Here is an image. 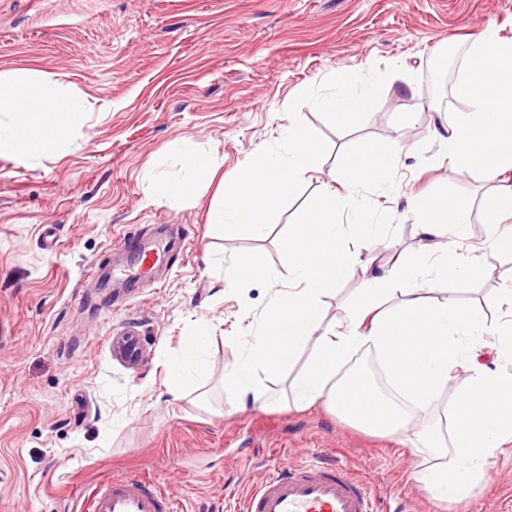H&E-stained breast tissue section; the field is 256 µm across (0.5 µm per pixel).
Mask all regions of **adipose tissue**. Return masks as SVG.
Wrapping results in <instances>:
<instances>
[{
    "mask_svg": "<svg viewBox=\"0 0 512 512\" xmlns=\"http://www.w3.org/2000/svg\"><path fill=\"white\" fill-rule=\"evenodd\" d=\"M452 93L465 112L437 128L449 163L459 172L481 170L499 183L498 201L484 214L493 246L512 241V40L494 28L471 45L466 69ZM88 102L35 70L0 71V155L36 160L58 152L82 125ZM177 175L148 170L150 198L173 204L195 199L221 163L192 139L177 145ZM317 207L291 225L285 249L288 284L276 289L257 326L237 341L240 355L224 369V390L261 409L298 411L321 406L341 422L372 434L399 435L425 454L418 480L442 503L468 501L487 476L489 462L512 446V319L488 324L483 309H463L447 298L431 301L447 279H465L479 266L466 249L468 207L416 198L418 256L379 267L365 281L344 326L327 324L322 299L353 271L354 251L369 238H349L343 214H362L356 187L390 186L393 162L372 151L352 154L332 177ZM374 352L391 388L383 393L365 374H342L359 350ZM208 362L205 326L184 332L164 361V386L174 398L198 390ZM284 381L280 397L268 386ZM454 397L443 420L434 404Z\"/></svg>",
    "mask_w": 512,
    "mask_h": 512,
    "instance_id": "ef3b65f1",
    "label": "adipose tissue"
}]
</instances>
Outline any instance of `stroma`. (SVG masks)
Here are the masks:
<instances>
[{"instance_id": "obj_1", "label": "stroma", "mask_w": 512, "mask_h": 512, "mask_svg": "<svg viewBox=\"0 0 512 512\" xmlns=\"http://www.w3.org/2000/svg\"><path fill=\"white\" fill-rule=\"evenodd\" d=\"M490 25L512 38V0H0V70H38L92 106L65 152L35 163L0 157V512H80L77 488L127 472L160 479L181 512H232L282 460L346 464L388 512L403 497L411 512H512V447L470 500L449 505L418 482L423 457L413 449L320 406L233 413L220 388L237 336L273 295L262 281L226 287L232 259L262 250L287 282L290 224L352 153L391 152L396 178L389 190L358 188L380 230L325 297L329 323L344 321L369 270L410 256L412 196L467 202L471 243L486 239L483 212L497 190L480 172L459 174L434 130L465 111L452 87ZM395 65L355 129L301 108L329 153L266 236L209 234L217 184L177 206L146 195L144 169H174L179 139L216 153L230 173L280 141L299 88ZM430 83L429 109L412 111L410 88ZM128 233L159 236L165 263L133 287H102ZM511 273L512 254L487 249L479 273L446 293L459 307H484ZM199 323L210 328L208 394L176 400L163 359ZM123 335L145 352L137 366L112 356Z\"/></svg>"}]
</instances>
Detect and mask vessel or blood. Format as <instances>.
I'll return each mask as SVG.
<instances>
[{
  "label": "vessel or blood",
  "instance_id": "1",
  "mask_svg": "<svg viewBox=\"0 0 512 512\" xmlns=\"http://www.w3.org/2000/svg\"><path fill=\"white\" fill-rule=\"evenodd\" d=\"M122 248L137 252L134 264L124 268L128 279L149 277L163 254L152 244L134 239ZM79 496L87 512H178L179 504L152 477L128 473L101 475ZM380 499L372 487L343 466L279 463L243 500V512H379Z\"/></svg>",
  "mask_w": 512,
  "mask_h": 512
}]
</instances>
